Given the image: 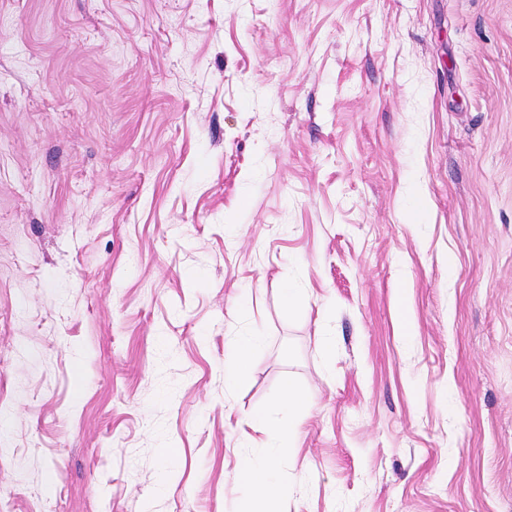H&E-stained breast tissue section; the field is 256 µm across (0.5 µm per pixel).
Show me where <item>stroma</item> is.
Here are the masks:
<instances>
[{"instance_id": "1", "label": "stroma", "mask_w": 512, "mask_h": 512, "mask_svg": "<svg viewBox=\"0 0 512 512\" xmlns=\"http://www.w3.org/2000/svg\"><path fill=\"white\" fill-rule=\"evenodd\" d=\"M269 454L277 512H512V0H0V512ZM251 347L246 342H236L232 348L228 362L224 367V378L228 383L235 382L250 368ZM303 402V395L292 385L288 384L283 387L279 397L274 400L267 410L260 416L256 417L252 424V429L255 433L265 436L254 437L250 436L251 442L256 447H265L266 438L269 436L266 430V423L271 414L288 412L290 415L293 413Z\"/></svg>"}]
</instances>
